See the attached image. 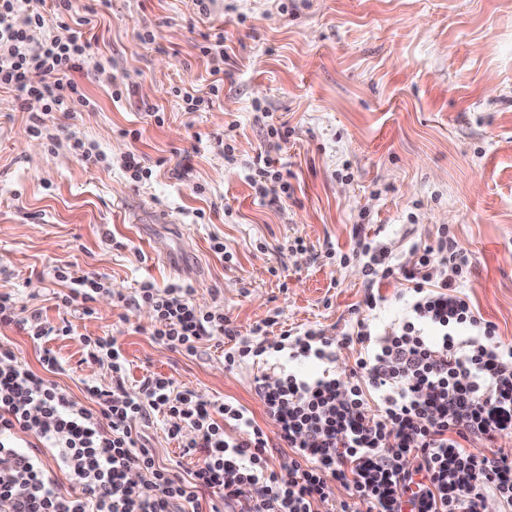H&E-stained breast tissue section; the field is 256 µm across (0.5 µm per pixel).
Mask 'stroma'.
I'll return each instance as SVG.
<instances>
[{
    "instance_id": "35a3bbf8",
    "label": "stroma",
    "mask_w": 512,
    "mask_h": 512,
    "mask_svg": "<svg viewBox=\"0 0 512 512\" xmlns=\"http://www.w3.org/2000/svg\"><path fill=\"white\" fill-rule=\"evenodd\" d=\"M86 35L100 64L84 82L94 104L56 114L55 148L29 133L40 103L19 107L0 89V294L55 323L57 266L101 273L127 296L179 283L196 305L223 306L244 336L278 315L274 341L284 327L349 320L364 294L353 225L400 256L448 224L474 264L467 293L512 342V0H111ZM207 35L223 36V61L200 53ZM217 76L213 106L191 112L170 93L207 90ZM118 80L127 89L116 101ZM269 120L287 125L286 142L266 139ZM133 128L139 137H126ZM77 139L104 160L81 159ZM264 149L289 194L262 199L251 187L246 165ZM130 153L152 167L147 183L120 169ZM215 236L232 262L212 251ZM298 237L305 250L292 249ZM95 308L74 335L41 347L0 328V346L37 373L52 349L65 366L56 382L80 401L84 381L112 382L80 335L113 337L128 386L160 374L264 421L255 368L227 370L217 341L189 358L152 341L149 308L124 311L111 294Z\"/></svg>"
}]
</instances>
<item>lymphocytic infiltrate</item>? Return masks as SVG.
<instances>
[{
  "mask_svg": "<svg viewBox=\"0 0 512 512\" xmlns=\"http://www.w3.org/2000/svg\"><path fill=\"white\" fill-rule=\"evenodd\" d=\"M93 15L77 0H0V87L13 88L18 101L42 103L29 131L51 147L59 136L50 115L91 104L81 79L91 74L93 56L81 29ZM47 73L54 82L44 81ZM247 169L259 197L289 188L270 153L257 154ZM353 235L364 311L336 335L292 328L271 342L266 330L277 319L270 316L242 337L223 307H198L185 285L147 282L116 298L125 309H152V340L185 356L197 355L202 341L231 340L226 369H260L254 391L262 423L236 400L176 389L162 375L128 387V363L112 337L78 336L112 376L107 387L85 381L83 404L54 382L63 365L51 349H43L38 374L0 347V512H218L219 498L239 512H353L359 501L368 512H485L491 497L500 512H512V458L473 451L476 443L512 437V344L464 290L469 254L447 224L433 243L411 244L400 257L365 225ZM53 277L69 285L55 296L60 323L0 294V327H18L36 343L74 335L73 319L95 314L107 283L65 266L54 267ZM398 278L408 311L379 329L370 317L384 301L379 286ZM462 328L468 336H459ZM344 349L355 351L354 364L334 371ZM305 360L319 362L322 373L294 372L293 363ZM269 364L276 380L262 371ZM155 421L183 455L196 457L189 478L160 464L148 446L143 428ZM269 423L275 433L266 431ZM25 435L37 447L22 445ZM46 447L78 496L59 493L42 458ZM276 447L291 449L286 467L274 468ZM339 485L347 491L341 499Z\"/></svg>",
  "mask_w": 512,
  "mask_h": 512,
  "instance_id": "1",
  "label": "lymphocytic infiltrate"
}]
</instances>
